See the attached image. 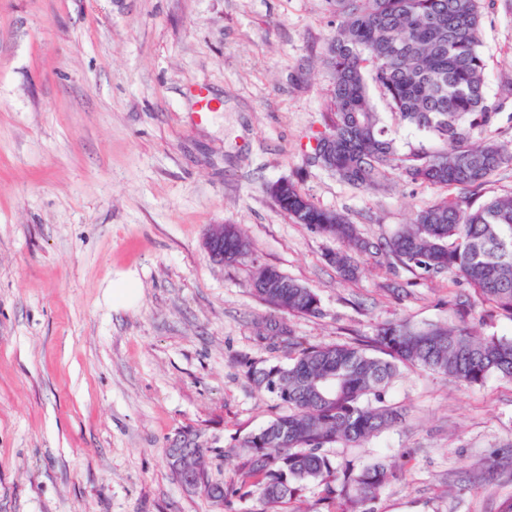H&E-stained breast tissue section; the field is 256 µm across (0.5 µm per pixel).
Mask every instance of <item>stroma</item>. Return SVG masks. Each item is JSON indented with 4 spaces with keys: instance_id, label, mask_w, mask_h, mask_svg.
Listing matches in <instances>:
<instances>
[{
    "instance_id": "35a3bbf8",
    "label": "stroma",
    "mask_w": 512,
    "mask_h": 512,
    "mask_svg": "<svg viewBox=\"0 0 512 512\" xmlns=\"http://www.w3.org/2000/svg\"><path fill=\"white\" fill-rule=\"evenodd\" d=\"M481 28L490 135L512 141V8ZM326 0H0V512H214L174 479L165 451L200 432L213 478L230 479L239 437L283 411L243 363L286 362L257 323L248 286L272 265L312 288L316 316H287L313 344L371 336L397 318L450 324L470 290L394 260L358 256L293 223L269 194L289 178L380 242L445 188L394 175L355 188L309 164L332 116ZM205 88L213 109L198 112ZM400 153L442 143L369 90ZM238 224L248 263L203 248ZM137 300L122 306L117 289ZM386 403L403 425L327 445L355 466L404 465L373 512H499L512 495V382L465 387L402 371Z\"/></svg>"
}]
</instances>
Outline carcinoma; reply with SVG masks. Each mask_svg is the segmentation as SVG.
Here are the masks:
<instances>
[{
  "mask_svg": "<svg viewBox=\"0 0 512 512\" xmlns=\"http://www.w3.org/2000/svg\"><path fill=\"white\" fill-rule=\"evenodd\" d=\"M484 0H328L336 38L326 60L332 74L334 118L318 139L321 155L308 162L357 188H381L398 171L413 181L458 189L421 209L382 243L361 236L342 213L322 208L292 180L268 190L298 224L332 238L342 249L329 262L345 278L357 267L351 253L385 255L409 269L461 278L475 301L512 316V193L478 206L481 193L503 167L512 147L495 139L464 142L487 128L499 105L486 93L481 52ZM371 78L390 108L409 126L443 141V151L402 155L388 137L368 94ZM251 244L238 224L224 225V264L245 263ZM249 287L281 315L320 313L317 294L273 266H258ZM259 336L288 348V364H246L261 393L288 413L238 440L242 462L226 487L209 475L198 434L187 435L193 455L180 474L207 482L218 499L250 497L262 512H301L293 507L309 484L323 487L336 512H372V504L397 471L376 463L355 467L323 452L331 443L359 444L402 422L401 410L382 401L383 390L403 368H419L467 386L492 376L512 380V339L483 336L460 319L419 328L399 319L380 325L371 338L310 345L280 318L262 321Z\"/></svg>",
  "mask_w": 512,
  "mask_h": 512,
  "instance_id": "carcinoma-1",
  "label": "carcinoma"
}]
</instances>
